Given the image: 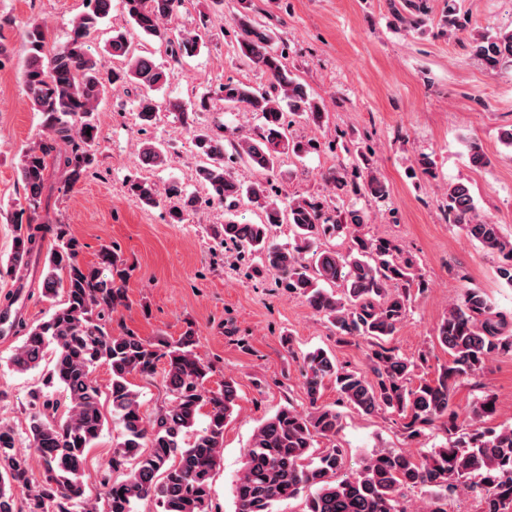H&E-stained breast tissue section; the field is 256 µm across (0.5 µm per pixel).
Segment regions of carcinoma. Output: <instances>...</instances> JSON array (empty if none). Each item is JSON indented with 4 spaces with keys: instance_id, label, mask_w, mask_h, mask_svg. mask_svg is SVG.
<instances>
[{
    "instance_id": "1",
    "label": "carcinoma",
    "mask_w": 512,
    "mask_h": 512,
    "mask_svg": "<svg viewBox=\"0 0 512 512\" xmlns=\"http://www.w3.org/2000/svg\"><path fill=\"white\" fill-rule=\"evenodd\" d=\"M186 0H125L132 26L140 34L165 46L175 63L197 54L203 35L196 30L174 33L164 21L179 12ZM233 15L238 29V57L268 75L267 89L228 81L219 87L224 107H246L263 124L254 137L225 140L195 125V113L180 103L170 104L173 118L191 129L202 163L199 181L206 187L205 203L227 211L224 223L211 228V237L247 248L257 258L259 274L278 278L288 293L302 297L325 317L340 336L365 339L373 347L368 370L347 369L322 349L303 357L307 412L283 406L257 427L246 449L243 466L233 487L234 512H276V505L311 490L305 512H446L443 492L458 482L485 505L484 512H512V426L468 429L453 409L452 396L459 379L475 376L499 355L512 354L508 321L493 312L486 294L468 288L448 305L436 327V339L448 352L433 379L419 378L416 361L386 346L407 317L414 293L426 288L412 257L395 242L362 232L365 217L350 212L325 216L324 202L301 196L272 195L269 176L283 157H300L314 149V140L295 139L288 132L286 112L320 127L325 119L320 104L288 69L284 51L274 37L248 12ZM111 0H86V8L72 21L68 39L46 51L47 30L38 23L25 32L27 56L22 80L31 107L42 114L45 138L20 156L18 173L25 188L28 219H15L14 247L7 260L10 272L28 266L42 251L47 237L54 245L47 252L41 280L45 298L62 303L43 322L31 328L23 344L9 357L13 370L25 373L40 367L45 350L54 346L53 368L45 385L60 384L66 401L35 397L30 417V450L18 444V435L0 423V512H97L84 498L82 477L87 451L100 437L106 418L100 408V390L91 378L104 364L112 378L109 398L112 417L122 425V441L113 449L108 470L101 475L106 512H135L144 499L156 500L159 512H209L211 478L224 448V424L238 407L236 381L228 377L211 390L212 367L196 351L195 332L186 330L176 341L143 339L133 333L114 334L112 314L124 305L127 269L117 250L105 246L97 266L78 262L80 244L61 224L35 221L43 191L51 174L63 175L57 192L65 194L80 182L94 163L92 148L98 137L94 119L107 86L131 84L140 90L137 117L144 126L159 120V106L149 96L167 81L165 66L135 48L126 34L112 36L108 53L121 66L103 76L97 59L88 53L87 39L108 16ZM441 26L455 33L465 28L457 0H445ZM476 57L489 67L512 61V32L482 33L471 37ZM144 160L164 164L162 144H147ZM235 159L260 178L245 186L234 178L226 160ZM326 183L354 195L382 198L386 184L368 159L358 154L352 167L340 164L325 175ZM132 202L157 207L166 200L171 223L184 221V209L196 199L171 182L164 189L146 179L127 181ZM245 200L261 213L258 223L235 220L234 210ZM446 207L452 223L467 237L501 257L498 275L512 285V240L500 226L481 218L470 187L448 184ZM288 223L292 241H274L272 228ZM348 241L345 251L326 247L336 238ZM118 279L102 277L101 268ZM166 359V399L153 414L143 410L130 378L152 376ZM336 386L340 401L363 414L396 415L408 437L417 438L436 427L448 434L438 448L416 452L380 448L356 474L335 480L343 464L335 444L340 413L319 403L324 382ZM497 398L487 394L471 410V419L483 425L497 417ZM205 425L197 428L200 416ZM320 440L329 446L313 453ZM44 469L40 481L32 478L34 464ZM123 471L115 480L112 473ZM430 488V496L411 510L405 491ZM22 497L26 509L16 508Z\"/></svg>"
}]
</instances>
